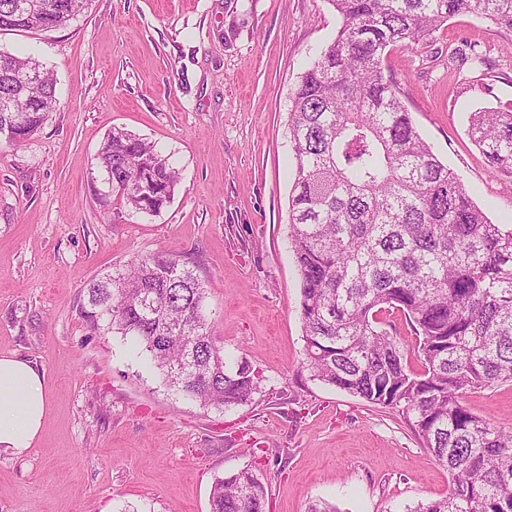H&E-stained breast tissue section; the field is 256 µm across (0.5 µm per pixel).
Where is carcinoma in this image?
<instances>
[{"label": "carcinoma", "instance_id": "carcinoma-1", "mask_svg": "<svg viewBox=\"0 0 512 512\" xmlns=\"http://www.w3.org/2000/svg\"><path fill=\"white\" fill-rule=\"evenodd\" d=\"M334 39L302 73L288 129L295 159L290 241L300 281L305 367L325 385L405 414L452 484L407 512H512V432L472 413L471 389L512 383V226L494 224L421 136L385 72L390 48L430 38L475 13L512 32V0H328ZM88 0H0V32L48 31ZM14 70L35 74L24 90ZM56 81L34 57L0 50V127L23 145L56 110ZM469 132L493 169L512 168V111L471 114ZM111 190L155 216L179 184L154 144L113 129L96 157ZM90 326L134 337L165 382L204 408L251 401L262 379L230 367L206 289L173 249L87 282ZM398 309L417 336L421 370L379 327ZM251 469L215 481L210 512H266Z\"/></svg>", "mask_w": 512, "mask_h": 512}]
</instances>
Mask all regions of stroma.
<instances>
[{
  "instance_id": "1",
  "label": "stroma",
  "mask_w": 512,
  "mask_h": 512,
  "mask_svg": "<svg viewBox=\"0 0 512 512\" xmlns=\"http://www.w3.org/2000/svg\"><path fill=\"white\" fill-rule=\"evenodd\" d=\"M339 23L327 0H89L66 27L0 34L53 72L58 98L40 132L0 152V355L29 362L50 397L32 447H0V512H210L215 480L246 467L267 512H408L447 495V469L401 412L303 366L288 118ZM385 65L470 199L512 225V171L490 169L468 133L471 112L512 110V33L459 15ZM115 128L178 171L160 214H132L96 168ZM170 249L208 290L227 364L261 374L251 402L203 408L131 337L83 318L86 282ZM462 402L512 429L511 384Z\"/></svg>"
}]
</instances>
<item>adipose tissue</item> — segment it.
<instances>
[{
  "label": "adipose tissue",
  "instance_id": "ef3b65f1",
  "mask_svg": "<svg viewBox=\"0 0 512 512\" xmlns=\"http://www.w3.org/2000/svg\"><path fill=\"white\" fill-rule=\"evenodd\" d=\"M49 408V394L28 362L0 356V447L22 451L32 447Z\"/></svg>",
  "mask_w": 512,
  "mask_h": 512
}]
</instances>
